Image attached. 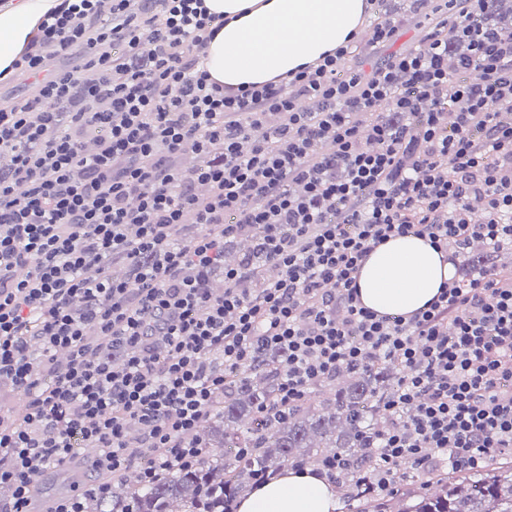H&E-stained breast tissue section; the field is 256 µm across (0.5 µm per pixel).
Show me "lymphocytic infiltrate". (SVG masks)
<instances>
[{
	"label": "lymphocytic infiltrate",
	"instance_id": "f902f5d3",
	"mask_svg": "<svg viewBox=\"0 0 512 512\" xmlns=\"http://www.w3.org/2000/svg\"><path fill=\"white\" fill-rule=\"evenodd\" d=\"M493 2L442 0L417 45L371 70L341 62L393 44L386 18L368 43L234 92L200 67L224 25L204 0H60L42 17L11 66L36 91L0 107V392L27 398L0 413V512H33L37 479L80 448L92 471L134 467L145 486L195 467L226 374L263 349L284 356L283 410L342 368L399 369L374 491L407 465L512 453V268L455 270L407 316L376 314L357 290L369 253L397 235L452 263L476 242L512 252V30L473 23ZM77 49L97 77L79 111H54L78 78L43 71ZM188 147L207 158L206 193L176 163ZM244 234L276 271L258 287L224 266L225 240ZM116 260L131 280L113 279Z\"/></svg>",
	"mask_w": 512,
	"mask_h": 512
}]
</instances>
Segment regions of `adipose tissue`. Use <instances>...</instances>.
Listing matches in <instances>:
<instances>
[{
	"label": "adipose tissue",
	"mask_w": 512,
	"mask_h": 512,
	"mask_svg": "<svg viewBox=\"0 0 512 512\" xmlns=\"http://www.w3.org/2000/svg\"><path fill=\"white\" fill-rule=\"evenodd\" d=\"M57 0H12L0 11V71L26 47ZM224 26L203 66L228 89L264 84L314 61L359 34L367 0H206ZM453 275L445 253L402 235L374 248L357 283L362 304L380 315H410L438 296ZM339 491L315 468L289 470L253 490L237 512H336Z\"/></svg>",
	"instance_id": "adipose-tissue-1"
}]
</instances>
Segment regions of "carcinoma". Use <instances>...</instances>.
Segmentation results:
<instances>
[{"label":"carcinoma","instance_id":"obj_1","mask_svg":"<svg viewBox=\"0 0 512 512\" xmlns=\"http://www.w3.org/2000/svg\"><path fill=\"white\" fill-rule=\"evenodd\" d=\"M282 378L280 356L263 352L259 367L229 377L199 432L206 447L216 444L224 453L209 452L198 466L174 468L149 486L109 476L108 497L88 500L85 512H233L236 498L266 473L333 456L350 465L342 472L351 482L348 512H512L508 461H491L479 472L456 467L434 473L425 481L428 489L409 497L402 492L380 495L360 485L381 425L378 404L396 387L387 365L348 368L345 386L272 419L260 409L274 407Z\"/></svg>","mask_w":512,"mask_h":512}]
</instances>
